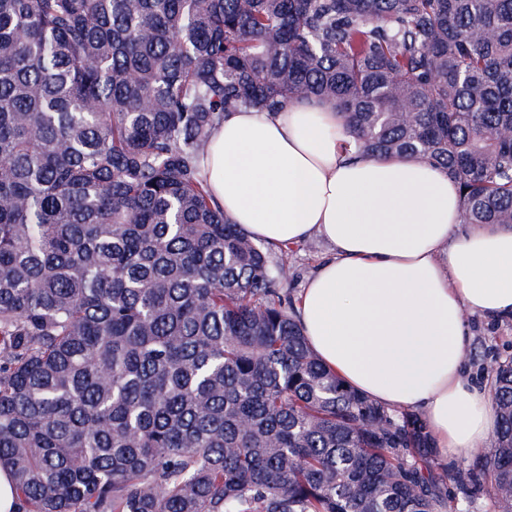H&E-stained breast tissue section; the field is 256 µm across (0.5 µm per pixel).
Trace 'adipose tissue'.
Listing matches in <instances>:
<instances>
[{"label": "adipose tissue", "instance_id": "obj_1", "mask_svg": "<svg viewBox=\"0 0 512 512\" xmlns=\"http://www.w3.org/2000/svg\"><path fill=\"white\" fill-rule=\"evenodd\" d=\"M351 138L326 100L245 108L225 113L200 168L251 239L328 244L297 305L320 361L357 392L422 416L440 454H469L495 416L464 378V316L512 318V227L460 232L444 169L344 151Z\"/></svg>", "mask_w": 512, "mask_h": 512}]
</instances>
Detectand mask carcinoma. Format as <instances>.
<instances>
[{"mask_svg": "<svg viewBox=\"0 0 512 512\" xmlns=\"http://www.w3.org/2000/svg\"><path fill=\"white\" fill-rule=\"evenodd\" d=\"M336 102L357 148L512 225V0H0V466L22 512H512L310 349L288 251L200 174L240 108Z\"/></svg>", "mask_w": 512, "mask_h": 512, "instance_id": "1", "label": "carcinoma"}]
</instances>
